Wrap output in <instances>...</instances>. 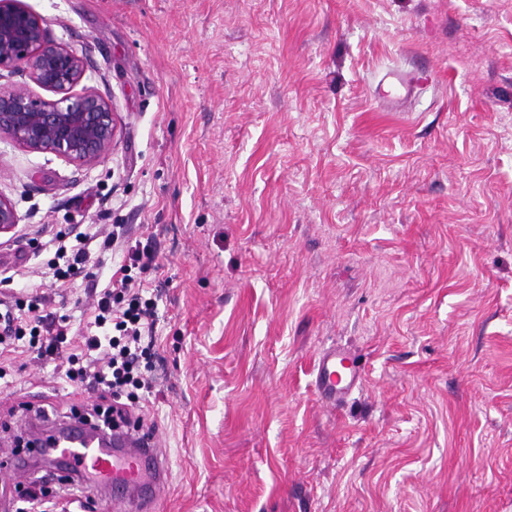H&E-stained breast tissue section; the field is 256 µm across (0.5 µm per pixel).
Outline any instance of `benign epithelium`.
Wrapping results in <instances>:
<instances>
[{
    "instance_id": "7a95c632",
    "label": "benign epithelium",
    "mask_w": 512,
    "mask_h": 512,
    "mask_svg": "<svg viewBox=\"0 0 512 512\" xmlns=\"http://www.w3.org/2000/svg\"><path fill=\"white\" fill-rule=\"evenodd\" d=\"M14 68L38 88L0 86V137L31 152L92 165L105 158L117 137L112 101L95 90L76 92L87 61L56 42L42 19L17 0H0V69ZM17 223L11 202L0 196V233Z\"/></svg>"
}]
</instances>
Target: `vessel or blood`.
Returning a JSON list of instances; mask_svg holds the SVG:
<instances>
[{"mask_svg":"<svg viewBox=\"0 0 512 512\" xmlns=\"http://www.w3.org/2000/svg\"><path fill=\"white\" fill-rule=\"evenodd\" d=\"M383 80L390 91L379 95L378 101L393 110L415 98L421 86L419 77L398 69L388 71ZM363 379L361 364L347 350L332 348L316 360L314 387L328 404L343 403ZM53 449L65 468L79 470L117 493L129 489L145 493L151 505L158 500L167 479V466L149 439H128L122 447L107 448L101 436L71 429L56 436Z\"/></svg>","mask_w":512,"mask_h":512,"instance_id":"obj_1","label":"vessel or blood"}]
</instances>
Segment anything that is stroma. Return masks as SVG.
Returning a JSON list of instances; mask_svg holds the SVG:
<instances>
[{
  "label": "stroma",
  "instance_id": "35a3bbf8",
  "mask_svg": "<svg viewBox=\"0 0 512 512\" xmlns=\"http://www.w3.org/2000/svg\"><path fill=\"white\" fill-rule=\"evenodd\" d=\"M89 62L118 134L79 166L0 139V274L64 224L148 242L162 357L141 416L158 512H512V0H21ZM430 81L378 108L387 70ZM76 278L54 315L91 321ZM365 380L315 393L320 352ZM0 389V512L32 425L98 396L20 355ZM314 387L320 398L339 406L364 379V371L349 351L332 348L323 351L314 366Z\"/></svg>",
  "mask_w": 512,
  "mask_h": 512
}]
</instances>
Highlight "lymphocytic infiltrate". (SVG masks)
<instances>
[{"label":"lymphocytic infiltrate","mask_w":512,"mask_h":512,"mask_svg":"<svg viewBox=\"0 0 512 512\" xmlns=\"http://www.w3.org/2000/svg\"><path fill=\"white\" fill-rule=\"evenodd\" d=\"M114 241L111 233L98 243L90 233L68 228L56 231L50 240L34 236L27 243L47 253V276L64 286L92 264L91 243L105 252ZM148 267L144 251L128 245L126 261L96 295L94 334L76 344L67 341L66 321L51 322L44 316L46 296L1 295L0 353L23 347L37 359L53 362L60 378L80 382L107 399L104 417L137 408L141 391L149 386L148 375L140 369L141 361L151 357L143 339L152 335L155 323V304L143 298L140 289Z\"/></svg>","instance_id":"1"}]
</instances>
